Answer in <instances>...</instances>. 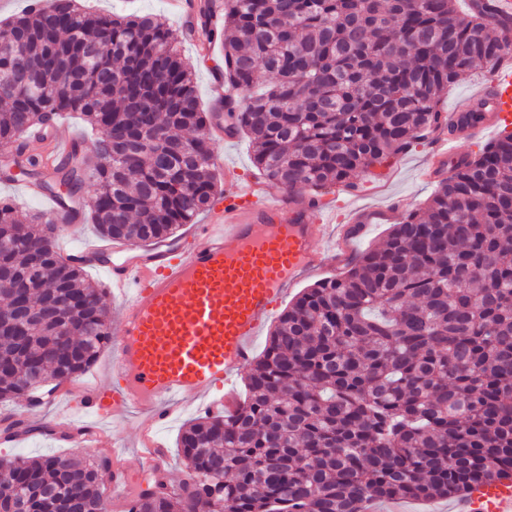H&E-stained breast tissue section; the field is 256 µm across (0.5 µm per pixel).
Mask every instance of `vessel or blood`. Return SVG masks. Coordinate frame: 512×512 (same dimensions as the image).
<instances>
[{"label":"vessel or blood","mask_w":512,"mask_h":512,"mask_svg":"<svg viewBox=\"0 0 512 512\" xmlns=\"http://www.w3.org/2000/svg\"><path fill=\"white\" fill-rule=\"evenodd\" d=\"M482 108V120H452L438 141L426 176L443 175L460 160L456 144L512 122V68L483 82L462 111ZM27 144L47 149L52 161L72 156L76 139L57 128L31 131ZM225 193L206 223L192 225L188 240L141 246L86 242L65 251L106 273L120 300V340L114 348L112 382L94 388L61 385L60 393L88 415L122 420L141 416L138 466L164 473L167 460L159 427L188 403L210 398L252 358V345L288 289L328 260L344 263L350 229L336 237V255L319 246L327 207L311 195L275 192L264 180H240L224 170ZM460 512H512V480L470 490Z\"/></svg>","instance_id":"b4317fda"}]
</instances>
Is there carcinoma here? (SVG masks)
I'll return each instance as SVG.
<instances>
[{
	"instance_id": "1",
	"label": "carcinoma",
	"mask_w": 512,
	"mask_h": 512,
	"mask_svg": "<svg viewBox=\"0 0 512 512\" xmlns=\"http://www.w3.org/2000/svg\"><path fill=\"white\" fill-rule=\"evenodd\" d=\"M210 0L192 18L221 43L226 124L254 169L294 192L347 183L447 122L441 97L504 61L512 27L488 0ZM0 145L53 114L94 134L44 179L35 156L3 165L111 242L166 240L220 195L210 115L157 17L49 0L4 24ZM43 213L0 198V402L81 377L112 336L103 289L63 258ZM37 373L27 378L25 368ZM178 489L158 475L126 512H365L375 499L448 498L512 479V131L451 166L421 211L340 278L278 317L240 406L187 425ZM108 455L0 458V512H110Z\"/></svg>"
}]
</instances>
